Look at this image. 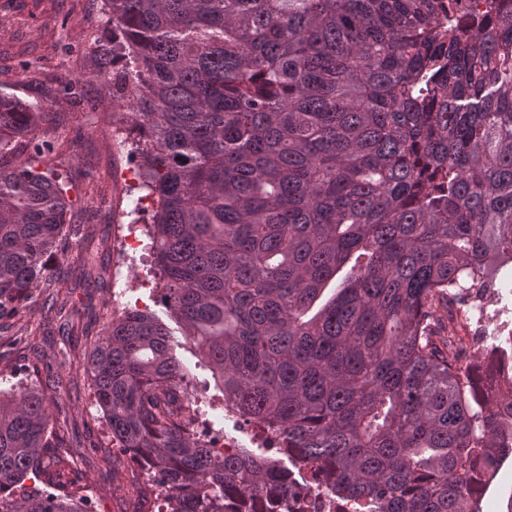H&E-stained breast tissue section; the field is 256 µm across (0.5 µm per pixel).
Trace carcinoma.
Masks as SVG:
<instances>
[{"instance_id": "carcinoma-1", "label": "carcinoma", "mask_w": 512, "mask_h": 512, "mask_svg": "<svg viewBox=\"0 0 512 512\" xmlns=\"http://www.w3.org/2000/svg\"><path fill=\"white\" fill-rule=\"evenodd\" d=\"M478 2L104 0L99 77L135 111L118 145L140 163L133 212L153 204L160 301L224 404L307 469L216 453L170 332L124 308L86 373L157 512L322 486L354 512H482L512 454V354L462 364L452 316L435 340L439 305L463 312L512 262V9ZM41 117L0 95V335L42 281L73 339L71 202ZM67 431L43 394L0 389V512H92L44 469L98 447Z\"/></svg>"}]
</instances>
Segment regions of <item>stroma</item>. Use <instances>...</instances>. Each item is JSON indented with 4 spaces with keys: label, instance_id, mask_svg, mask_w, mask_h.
Wrapping results in <instances>:
<instances>
[{
    "label": "stroma",
    "instance_id": "obj_1",
    "mask_svg": "<svg viewBox=\"0 0 512 512\" xmlns=\"http://www.w3.org/2000/svg\"><path fill=\"white\" fill-rule=\"evenodd\" d=\"M112 27L101 0H0V94H12L37 104L46 112L42 135L53 144L46 165L66 176L73 202V223L81 234L71 260L96 257L101 279L95 283L70 282L69 301L81 317L84 334L95 337L124 306L149 307L166 317L165 307L145 288V273L151 264L148 250L117 256L113 225L104 216L106 202L129 211L131 201L123 180L112 170L137 167L138 161L122 153L112 139L113 117L105 104L112 87L98 79V48L110 44ZM503 284L487 306L488 317L479 327L480 336L505 342L512 337V263L500 268ZM24 342L14 348L4 344L10 365L22 384L50 392L55 379H62L68 393L61 410L68 431L77 438L101 436V413L94 403L84 374L82 358L66 359L61 320L44 302L42 288H35L30 310L16 323ZM176 354L190 380L204 399L201 412L206 437L232 433L243 447L257 449L259 430L243 419L224 416L223 396L211 371L200 363L188 346ZM50 363V370H35L36 361ZM99 448L75 451L76 475L89 487L93 512H139L141 501L126 480L113 479Z\"/></svg>",
    "mask_w": 512,
    "mask_h": 512
}]
</instances>
